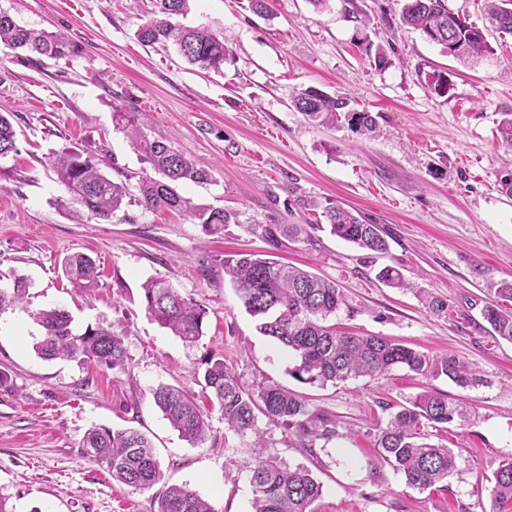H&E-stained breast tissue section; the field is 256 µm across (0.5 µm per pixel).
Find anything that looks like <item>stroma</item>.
Segmentation results:
<instances>
[{
  "label": "stroma",
  "mask_w": 512,
  "mask_h": 512,
  "mask_svg": "<svg viewBox=\"0 0 512 512\" xmlns=\"http://www.w3.org/2000/svg\"><path fill=\"white\" fill-rule=\"evenodd\" d=\"M405 0H274L275 17L253 14L247 0H190L180 22L228 35L234 57L222 72L185 63L174 47L140 43L135 32L152 0H0V10L31 29L60 31L84 53L32 66L0 45V113L10 115L18 152L0 161V288L15 276L29 284L25 308L0 313V495L13 512H157L158 489L136 491L82 453L94 425L132 427L152 440L171 484L196 490L215 512H252L249 439L232 431L219 408L196 447L182 440L153 403L159 384L200 395V360L223 355L246 387L271 380L304 394L335 416L336 435L313 450L259 417L268 453L304 467L321 483L313 512H487L493 474L512 461V343L480 327L488 285L512 278V175L497 131L512 112V35L488 32L492 54L448 56L417 30L401 26ZM387 61L376 64V49ZM446 74L447 95L426 82ZM315 86L371 112L368 138L348 124H308L291 107L295 89ZM133 112L142 132L209 168V184H183L199 204L239 212L240 221L208 236L189 215L131 205L110 220L75 221L48 166L68 148L101 160L115 182L136 189L140 154L114 129L115 106ZM330 200L381 225L389 250L370 255L318 231L289 242L279 261L325 277L346 305L338 330L385 336L431 356L453 355L480 378L460 388L447 377L397 368L337 384H304L287 349L255 328L223 269L210 261L269 245L250 225L311 224L304 201ZM91 254L98 285L74 287L62 261ZM412 287L376 278L384 266ZM160 277L209 310L197 345L161 328L141 302V286ZM448 304L432 313L426 296ZM61 307L76 330L110 325L125 332L124 368L83 367L41 359L34 312ZM468 403V421L431 440L448 446L457 467L420 491L385 462L376 446L400 404L422 391ZM137 402L136 412H125Z\"/></svg>",
  "instance_id": "1"
}]
</instances>
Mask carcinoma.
Returning a JSON list of instances; mask_svg holds the SVG:
<instances>
[{"label":"carcinoma","instance_id":"obj_1","mask_svg":"<svg viewBox=\"0 0 512 512\" xmlns=\"http://www.w3.org/2000/svg\"><path fill=\"white\" fill-rule=\"evenodd\" d=\"M189 0H156L151 17L135 32L144 45L172 43L190 65L205 71L221 72L232 58L226 36L207 29L192 28L174 22L188 12ZM489 23L500 33L512 34V0H485ZM401 24L419 30L431 42L446 49L450 56L477 57L492 53L482 29L448 10L446 0H407ZM0 42L21 51L19 57L30 64L41 58L70 61L82 55V48L61 32L26 28L15 18L0 11ZM292 108L312 124L334 127L345 121L365 134L376 132V122L368 112L348 109L345 98L307 87L291 100ZM115 130L122 132L140 153L149 174L138 182V196H129L128 188L102 173L100 162L63 149L50 157L57 182L70 200L81 205L94 219L108 220L132 203L147 210L167 209L184 212L197 219L202 230L215 235L228 224H238L239 213L205 207L181 195L183 183L206 184L210 172L160 140L147 138L137 128L135 115L117 106L113 112ZM17 152L16 132L10 119L0 115V159ZM309 205L322 209L321 216L330 233L359 248L384 254L388 243L384 232L349 210L328 202ZM320 224H257L251 230L278 250L283 241H308ZM248 314L257 320V330L268 336L296 358L292 375L300 382L324 386L351 378L373 376L403 367L420 377L445 376L462 388L473 387L479 380L469 366L452 355L428 356L385 336H354L336 330L330 316L345 305L336 283L309 271L251 254L226 255L219 259ZM64 275L78 288L98 285L96 260L87 253L66 257ZM377 278L391 288H412L404 275L385 266ZM496 299L481 311L483 320L494 333L512 342V308L500 305L512 302V280L502 279L492 285ZM142 302L159 326L168 329L183 342L194 345L204 336L208 317L206 306L169 282L150 279L142 287ZM29 285L19 276L12 287L0 288V313L21 308L27 303ZM42 329L34 344L36 354L45 360L69 359L94 363L108 369H123L128 354L126 336L110 326H88L74 332L72 316L64 308L50 307L33 314ZM202 394L217 404L224 423L243 437H251L258 449L251 470L253 512H310L309 507L322 493V486L304 468L291 469L275 456L264 453L263 431L258 415L280 423L305 448L320 439L336 436V419L309 409L301 394L277 383L262 382L254 389L240 385L224 365V356L210 353L200 361ZM155 406L178 431L183 440L195 446L206 433V421L198 398L175 386L160 384L152 392ZM468 416L467 406L455 403L431 391L418 393L400 406L385 427L380 429L378 448L383 459L402 472L410 487L420 490L448 478L457 467L453 452L443 444L428 441L421 428H442ZM82 451L87 459L106 467L112 479L135 490H147L161 483L164 474L147 436L135 428L93 426L84 435ZM492 505L489 512L512 501V461L494 472ZM158 512H214L199 493L186 485H170L158 496Z\"/></svg>","mask_w":512,"mask_h":512}]
</instances>
